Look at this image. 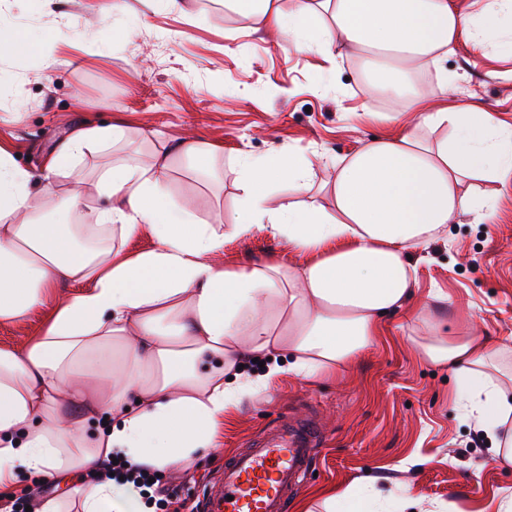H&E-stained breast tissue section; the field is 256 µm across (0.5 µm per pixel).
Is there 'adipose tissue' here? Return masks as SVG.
<instances>
[{
    "label": "adipose tissue",
    "instance_id": "obj_1",
    "mask_svg": "<svg viewBox=\"0 0 512 512\" xmlns=\"http://www.w3.org/2000/svg\"><path fill=\"white\" fill-rule=\"evenodd\" d=\"M232 2L297 53L332 64L376 58L368 90L399 105L404 127L337 163L332 215L307 197L311 158H243L237 216L227 226L190 221L170 202L171 167H211L215 144L180 139L148 164L125 151L126 124H85L36 173L0 148V323L52 309L26 347H0V491L22 473L72 485L36 512H144L133 485L89 483L85 474L116 457L155 470L190 465L216 447L225 412L275 379L329 374L352 361L384 318L412 300L408 251L463 216L491 217L492 198L463 182L512 178V126L472 105L433 103L417 83L420 66L447 61L461 40L493 38L512 49V29L500 26L512 0H482L475 12L464 0ZM320 10L332 28L314 26ZM103 154L107 162L86 185L60 190L69 169ZM275 181L303 204L270 206ZM61 193L69 205L59 221ZM93 195L107 207L85 209ZM257 228L313 261L294 269L217 263L225 240ZM145 230L155 248L127 253L124 241ZM60 284L81 290L54 297ZM445 303L422 307L427 333L417 351L447 369L454 402L492 435L495 462L512 465V348L448 334ZM255 358L265 361L261 372L241 371ZM99 416L107 424L93 428Z\"/></svg>",
    "mask_w": 512,
    "mask_h": 512
}]
</instances>
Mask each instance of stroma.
<instances>
[{"label": "stroma", "mask_w": 512, "mask_h": 512, "mask_svg": "<svg viewBox=\"0 0 512 512\" xmlns=\"http://www.w3.org/2000/svg\"><path fill=\"white\" fill-rule=\"evenodd\" d=\"M101 0H0V31L36 34L39 48L0 59V144L34 171L79 122L121 117L143 159L165 141L199 137L218 145L217 177L176 164L170 177L174 207L193 201L201 224H229L240 191L239 162L281 151L317 156L312 193L334 211L330 186L336 159L366 141L399 131L374 112L392 102L368 94L358 59L331 69L321 57L300 55L255 32V23L230 10L193 0L188 13L147 11L102 17ZM58 65L45 69L41 46ZM454 90L419 77L433 98L469 103L512 125V52L495 42H461L445 63ZM496 199L489 220L462 218L426 247L412 251L415 297L389 315L381 336L352 364L303 381L287 376L224 417L222 448L190 466L162 471L163 486L195 498L223 465L299 403L312 405L330 438L292 501V512H324L323 494L366 475L378 486L410 487L415 512H482L512 490V468L492 460L486 437L453 403L446 370L414 353L425 324L415 311L430 296L450 304L449 334L474 328L495 343L512 340V182L488 183ZM228 266L275 260L294 268L306 255L265 230L246 241L226 240Z\"/></svg>", "instance_id": "stroma-1"}]
</instances>
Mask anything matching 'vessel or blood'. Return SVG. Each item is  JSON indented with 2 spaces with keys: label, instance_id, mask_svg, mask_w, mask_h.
<instances>
[{
  "label": "vessel or blood",
  "instance_id": "vessel-or-blood-1",
  "mask_svg": "<svg viewBox=\"0 0 512 512\" xmlns=\"http://www.w3.org/2000/svg\"><path fill=\"white\" fill-rule=\"evenodd\" d=\"M323 442L310 415L272 426L225 459L214 488L199 496V512H287L289 495Z\"/></svg>",
  "mask_w": 512,
  "mask_h": 512
}]
</instances>
